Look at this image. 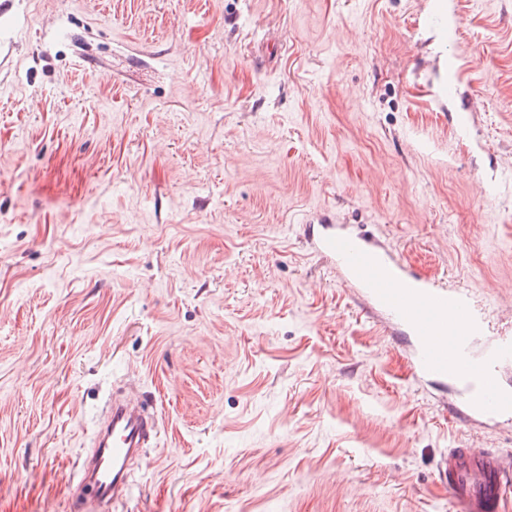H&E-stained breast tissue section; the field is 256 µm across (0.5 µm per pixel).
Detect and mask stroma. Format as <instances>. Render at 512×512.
I'll use <instances>...</instances> for the list:
<instances>
[{
    "instance_id": "1",
    "label": "stroma",
    "mask_w": 512,
    "mask_h": 512,
    "mask_svg": "<svg viewBox=\"0 0 512 512\" xmlns=\"http://www.w3.org/2000/svg\"><path fill=\"white\" fill-rule=\"evenodd\" d=\"M317 224L512 302V0H0V512H69L118 386L117 512H450L449 449L512 459ZM159 418L155 401L113 396L104 419L93 435V445L70 479L75 490L72 512H103L132 490L131 470L146 462V448L157 437Z\"/></svg>"
}]
</instances>
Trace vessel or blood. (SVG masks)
<instances>
[{"instance_id":"vessel-or-blood-1","label":"vessel or blood","mask_w":512,"mask_h":512,"mask_svg":"<svg viewBox=\"0 0 512 512\" xmlns=\"http://www.w3.org/2000/svg\"><path fill=\"white\" fill-rule=\"evenodd\" d=\"M316 252L333 259L341 282L401 326L419 370L459 389L456 416L512 419V386L501 371L512 365V333L492 335L490 315L475 288H452L416 276L390 253L360 236L324 225ZM155 402L113 396L93 435V446L71 478V512H107L132 490L131 470L146 461L157 437ZM438 474L452 512H512V463L488 448H452Z\"/></svg>"}]
</instances>
